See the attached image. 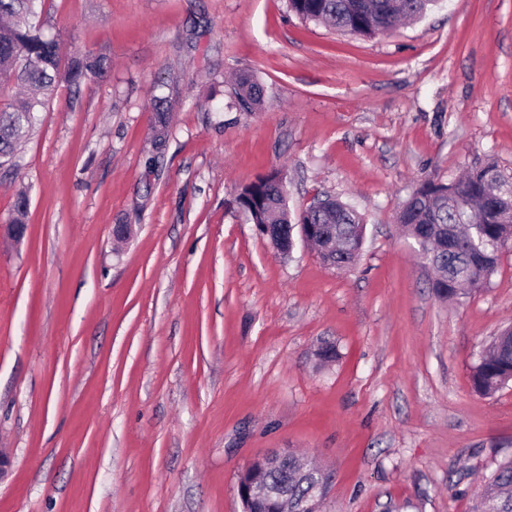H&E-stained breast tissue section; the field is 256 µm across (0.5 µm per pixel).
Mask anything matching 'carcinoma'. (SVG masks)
<instances>
[{"label":"carcinoma","instance_id":"obj_1","mask_svg":"<svg viewBox=\"0 0 512 512\" xmlns=\"http://www.w3.org/2000/svg\"><path fill=\"white\" fill-rule=\"evenodd\" d=\"M439 0H289L298 16L325 24L341 33L372 37L383 29H393L402 20L421 17ZM45 0H0V96L16 87H29L35 94L21 101L0 102V169L19 167L17 145L33 130L37 113L62 84L73 85L87 76L102 78L110 68L103 55L75 54L61 65L58 37L45 30L42 20ZM239 107L250 112L261 102L263 89L250 75L242 74L234 88ZM170 107L157 96L153 101L152 137L156 152L166 144ZM506 184L498 166L486 163L479 171L443 183L422 184V199L404 201L399 223L415 240L423 259L438 273L432 288L438 297L454 301L467 290L484 286L495 272L499 254L512 247V223L469 224V213L484 209L491 200L486 189ZM237 204L253 224H274L282 241L293 238L294 227L318 224L325 238L314 241L323 263L345 268L355 264L359 253L342 251V240L354 238L363 248L365 225L352 207L325 198V208L306 207L297 216L288 209L285 188L274 182L269 171L257 176L237 197ZM29 198L16 196L10 220L25 223ZM512 382V327L493 340L472 367L473 389L481 396L494 394ZM248 480H266L285 491L288 512H309L310 474L292 458L278 466H255L247 470ZM471 512H512V457L502 460L489 477L485 490L472 502Z\"/></svg>","mask_w":512,"mask_h":512}]
</instances>
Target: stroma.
I'll return each mask as SVG.
<instances>
[{"label": "stroma", "mask_w": 512, "mask_h": 512, "mask_svg": "<svg viewBox=\"0 0 512 512\" xmlns=\"http://www.w3.org/2000/svg\"><path fill=\"white\" fill-rule=\"evenodd\" d=\"M44 19L62 56L111 69L60 86L0 172V225L29 197L25 238L0 237V512H241L239 473L276 451L325 470L326 512H470L512 457V384L471 378L512 323V251L441 300L396 212L488 161L512 177V0H439L371 38L288 0H47ZM272 169L291 211L362 216L352 269L246 220L238 194ZM234 92L239 107L245 112L254 110L260 104L263 95L261 85L248 74L239 76ZM152 137L156 153L164 149L169 128L170 107L165 97L156 96L153 101Z\"/></svg>", "instance_id": "35a3bbf8"}]
</instances>
